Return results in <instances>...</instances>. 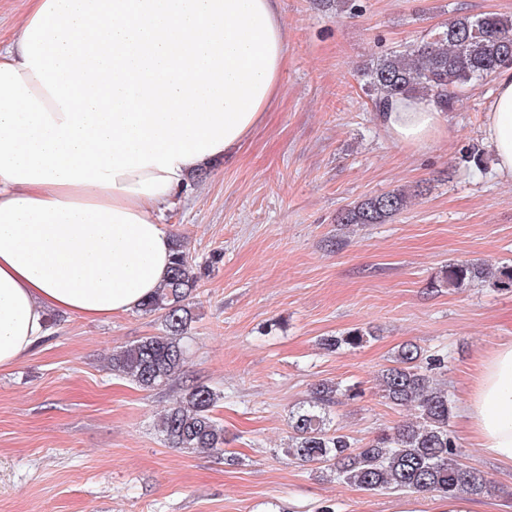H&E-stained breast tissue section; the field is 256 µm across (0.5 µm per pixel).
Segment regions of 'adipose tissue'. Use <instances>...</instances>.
I'll use <instances>...</instances> for the list:
<instances>
[{"instance_id":"obj_1","label":"adipose tissue","mask_w":512,"mask_h":512,"mask_svg":"<svg viewBox=\"0 0 512 512\" xmlns=\"http://www.w3.org/2000/svg\"><path fill=\"white\" fill-rule=\"evenodd\" d=\"M285 57L277 0H26L0 45V368L45 337L50 313L108 318L155 294L173 253L166 211L262 122ZM378 119L411 147L443 126L428 97ZM482 135L512 179V68ZM460 414L512 466V343L482 360Z\"/></svg>"}]
</instances>
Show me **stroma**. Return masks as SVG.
I'll return each instance as SVG.
<instances>
[{
    "label": "stroma",
    "instance_id": "obj_1",
    "mask_svg": "<svg viewBox=\"0 0 512 512\" xmlns=\"http://www.w3.org/2000/svg\"><path fill=\"white\" fill-rule=\"evenodd\" d=\"M336 17L316 0H278L286 63L264 119L166 212L192 254L195 319L179 377L140 389L113 352L161 334L159 315L97 320L54 314L47 338L0 368V512H433L431 493H370L282 453L290 415L322 379L359 385L334 426L366 443L412 419L376 378L407 342L448 358L453 408L482 360L512 343V289L476 281L436 288L460 261L512 267V180L481 127L493 79L463 89L444 131L423 149L395 142L364 90L367 64L459 14L512 16V0H360ZM479 151L482 162H466ZM397 188L407 206L384 224H337L342 210ZM355 328L375 337L330 352L320 340ZM221 392L213 414L235 463L171 447L160 413L187 382ZM450 429L466 464L490 474L479 512H512V467Z\"/></svg>",
    "mask_w": 512,
    "mask_h": 512
}]
</instances>
